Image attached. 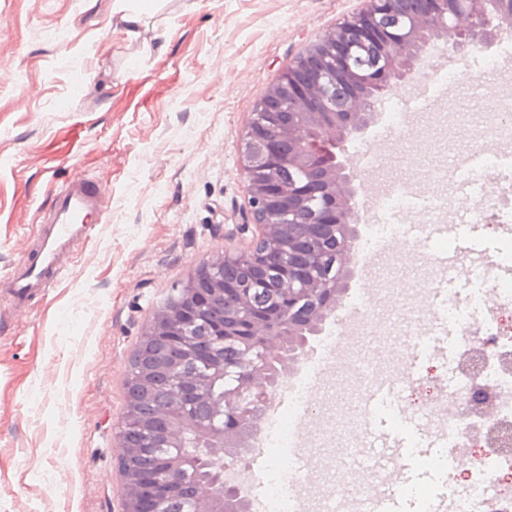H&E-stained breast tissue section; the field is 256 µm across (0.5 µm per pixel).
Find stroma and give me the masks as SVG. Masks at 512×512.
<instances>
[{
    "label": "stroma",
    "instance_id": "obj_1",
    "mask_svg": "<svg viewBox=\"0 0 512 512\" xmlns=\"http://www.w3.org/2000/svg\"><path fill=\"white\" fill-rule=\"evenodd\" d=\"M148 32H123L115 0H0V279L28 251L54 189L83 173L108 184L111 218L42 296L15 315L0 295V512H120L115 437L131 356L143 325L199 264L240 251L249 235L239 168L249 112L309 40L362 0H129ZM428 52L425 77L386 96L411 114L348 142L341 160L362 174L361 201L394 183L418 194L407 224H441L479 198L452 174L459 152L489 148L485 113L512 101V54ZM457 69L449 83L441 75ZM484 221L461 237L497 248L512 181L485 178ZM452 238L391 241L386 268L354 275L344 302L360 300L366 369L348 349L331 355L300 432L309 512L336 491L368 485L356 465L359 395L366 370L397 375L405 336L430 333L428 302L441 277L428 262ZM465 331L419 361V382L400 390L406 410L438 391L467 356Z\"/></svg>",
    "mask_w": 512,
    "mask_h": 512
}]
</instances>
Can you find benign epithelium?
Masks as SVG:
<instances>
[{
  "instance_id": "obj_1",
  "label": "benign epithelium",
  "mask_w": 512,
  "mask_h": 512,
  "mask_svg": "<svg viewBox=\"0 0 512 512\" xmlns=\"http://www.w3.org/2000/svg\"><path fill=\"white\" fill-rule=\"evenodd\" d=\"M362 2L284 66L249 113L247 250L196 267L141 330L117 434L121 512H158L185 491L194 512H248L226 474L244 468L288 366L353 277L360 176L337 152L421 72L431 43L482 51L512 35V0ZM160 385L169 400L154 407ZM487 404L477 387L464 412Z\"/></svg>"
}]
</instances>
